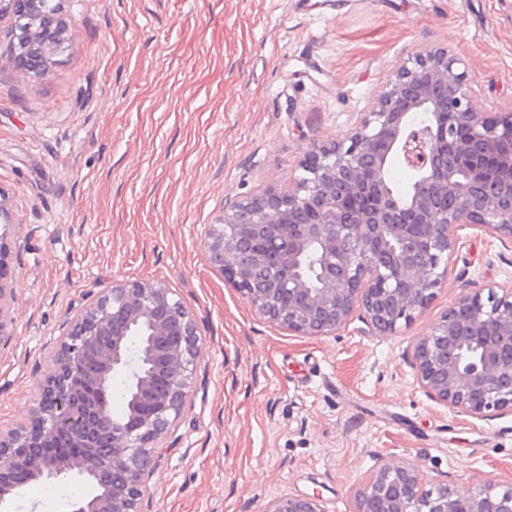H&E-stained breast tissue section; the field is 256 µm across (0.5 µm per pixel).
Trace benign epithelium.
<instances>
[{
  "label": "benign epithelium",
  "instance_id": "benign-epithelium-1",
  "mask_svg": "<svg viewBox=\"0 0 512 512\" xmlns=\"http://www.w3.org/2000/svg\"><path fill=\"white\" fill-rule=\"evenodd\" d=\"M29 12L25 42L37 59L19 66L47 74L62 41L58 0H0V20ZM431 120L419 125L413 113ZM412 173L402 196L388 172ZM286 190L242 195L224 208L205 242L210 262L252 310L290 332L329 336L355 313L379 336H395L423 315L448 274L457 229L472 224L512 241V106L480 112L462 61L425 47L399 66L360 121L318 146ZM316 270L310 283L307 263ZM489 284L461 296L413 339L417 384L456 414L512 413V291ZM14 288L0 253V346ZM141 369L131 371L135 332ZM476 354L467 366L463 356ZM202 348L195 321L159 281L112 286L65 325L40 384L41 404L22 426L0 432V512L32 482H83L70 512H144L146 480L158 469L156 443L191 403ZM100 370L88 374V357ZM130 376L127 405L112 416V374ZM394 456H379L352 488L354 512H512V488L492 478L474 487L441 482ZM265 512H323L320 494H282Z\"/></svg>",
  "mask_w": 512,
  "mask_h": 512
}]
</instances>
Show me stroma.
Wrapping results in <instances>:
<instances>
[{"label": "stroma", "instance_id": "35a3bbf8", "mask_svg": "<svg viewBox=\"0 0 512 512\" xmlns=\"http://www.w3.org/2000/svg\"><path fill=\"white\" fill-rule=\"evenodd\" d=\"M48 73L19 69L0 21V243L15 299L0 431L26 421L59 327L112 279L161 281L202 345L191 408L159 442L150 512H265L319 491L353 512L377 456L429 479L512 487V413L454 415L419 388L411 342L466 293L512 289V244L466 225L428 311L400 335L360 319L302 336L258 316L204 242L224 201L287 188L416 49L442 46L478 110L512 104V0H61Z\"/></svg>", "mask_w": 512, "mask_h": 512}]
</instances>
